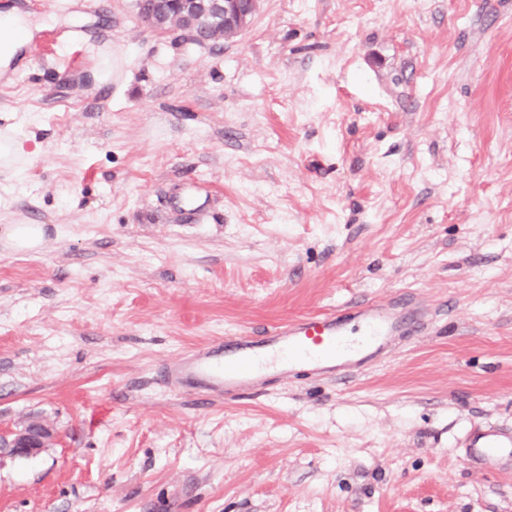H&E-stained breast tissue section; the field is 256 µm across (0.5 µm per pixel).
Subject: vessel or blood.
Wrapping results in <instances>:
<instances>
[{
    "instance_id": "b4317fda",
    "label": "vessel or blood",
    "mask_w": 512,
    "mask_h": 512,
    "mask_svg": "<svg viewBox=\"0 0 512 512\" xmlns=\"http://www.w3.org/2000/svg\"><path fill=\"white\" fill-rule=\"evenodd\" d=\"M209 197L207 186L192 183L168 205L192 221L202 214ZM425 317V310L404 296L387 303H356L343 312L331 310L272 324L257 335L224 336L168 362L161 377L170 389L225 399L261 391L272 379L289 380L300 372L344 380L417 333ZM469 446L476 458H512V432L479 428Z\"/></svg>"
}]
</instances>
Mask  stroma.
Listing matches in <instances>:
<instances>
[{"instance_id": "1", "label": "stroma", "mask_w": 512, "mask_h": 512, "mask_svg": "<svg viewBox=\"0 0 512 512\" xmlns=\"http://www.w3.org/2000/svg\"><path fill=\"white\" fill-rule=\"evenodd\" d=\"M25 2L0 0L34 25L0 75V428L59 437L0 458V512H512V469L462 445L512 429V0H261L205 47L133 0ZM190 182L195 222L167 206ZM400 293L427 328L348 382L158 378Z\"/></svg>"}]
</instances>
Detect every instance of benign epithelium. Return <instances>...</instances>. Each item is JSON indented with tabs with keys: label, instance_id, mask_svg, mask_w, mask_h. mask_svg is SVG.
I'll list each match as a JSON object with an SVG mask.
<instances>
[{
	"label": "benign epithelium",
	"instance_id": "obj_1",
	"mask_svg": "<svg viewBox=\"0 0 512 512\" xmlns=\"http://www.w3.org/2000/svg\"><path fill=\"white\" fill-rule=\"evenodd\" d=\"M161 3L146 22L155 30L188 33L200 44L214 40V32L224 29V38L239 36L252 24L260 0H157ZM56 438L52 425L28 419L20 426L0 430V456L31 458L50 447Z\"/></svg>",
	"mask_w": 512,
	"mask_h": 512
}]
</instances>
